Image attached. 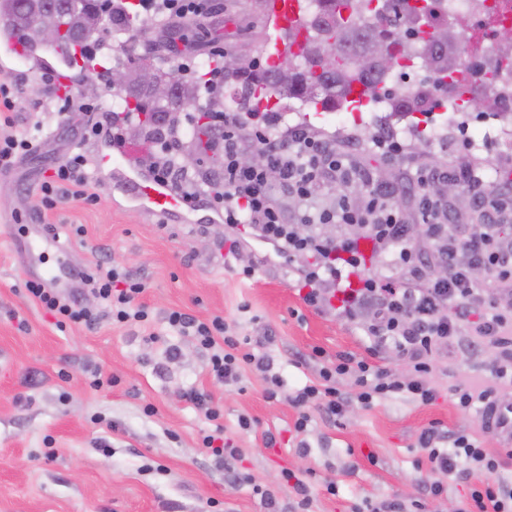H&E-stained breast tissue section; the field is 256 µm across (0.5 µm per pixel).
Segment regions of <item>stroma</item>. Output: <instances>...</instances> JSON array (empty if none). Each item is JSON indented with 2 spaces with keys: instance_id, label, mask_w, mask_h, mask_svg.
<instances>
[{
  "instance_id": "stroma-1",
  "label": "stroma",
  "mask_w": 512,
  "mask_h": 512,
  "mask_svg": "<svg viewBox=\"0 0 512 512\" xmlns=\"http://www.w3.org/2000/svg\"><path fill=\"white\" fill-rule=\"evenodd\" d=\"M266 2L216 0L209 26L186 25L172 45L156 24L131 30L130 36L152 61L174 66L185 50L193 60L209 58L216 43L225 55L262 63L281 37ZM12 79L26 91L13 115L15 127L39 146L13 172L0 175V512H266L264 490L276 498L279 512H295L297 496L282 478L286 469L315 473L311 512H353L366 502L419 495L431 478L420 465L418 446L426 427L477 431L484 448L501 450L496 435L481 433L480 415L462 414L453 402L457 384L492 388L501 400L512 401V387L500 385L491 372L493 354L472 347L466 336L454 353L440 352L424 377L437 392L433 404L389 398L367 409L356 403L336 424L315 411L306 432L296 435L298 410L291 395L337 355L400 374L408 370L405 359L391 343L372 344L361 323L305 305L287 263L271 259L265 247L246 239L239 261L226 260L223 221L167 222L128 203L111 173L97 168L107 146L89 128L106 112L108 99L98 80L75 72V106L65 112L60 100L46 94L51 72L21 65ZM280 109L289 122L335 142L346 165L370 180L398 186L407 172L498 161L504 165L498 187L512 190V156L500 149L506 129L496 113L473 123L472 135L481 141L475 150L460 137L456 112L398 115L365 104L344 108L338 120L330 110L295 100L282 101ZM385 129L409 132L398 157L373 145ZM76 147L95 172L98 204L38 209L41 181ZM17 213L27 226L22 234L13 219ZM50 224L63 236L71 225L84 227L81 239L66 245L71 271L105 261L146 281L139 301L151 312L155 341H146L139 327L116 326L106 318L91 329L58 330L53 317L24 295V281L55 261L51 254L40 263L29 261L25 251L27 241H45ZM244 264L253 268L251 277L241 274ZM172 309L200 319L222 316L239 334L264 342L283 378L278 400H266L262 381L248 370L236 384L215 380L207 353L192 337L168 331L164 316ZM173 347L181 351L174 361L167 355ZM95 366L117 377V384L92 389L85 370ZM191 387L223 407L224 434L238 448V458L218 465L206 455L200 437L211 424L184 398ZM148 404L153 414H145ZM242 415L255 421L253 430L239 428ZM268 431L277 437L275 447L264 443ZM105 442L110 451L102 450ZM302 442L307 452H299ZM236 470L247 482L233 479ZM330 481L338 488L333 496L324 489Z\"/></svg>"
}]
</instances>
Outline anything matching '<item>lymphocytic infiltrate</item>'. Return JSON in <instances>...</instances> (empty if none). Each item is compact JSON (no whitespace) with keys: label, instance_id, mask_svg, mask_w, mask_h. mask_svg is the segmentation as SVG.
<instances>
[{"label":"lymphocytic infiltrate","instance_id":"obj_1","mask_svg":"<svg viewBox=\"0 0 512 512\" xmlns=\"http://www.w3.org/2000/svg\"><path fill=\"white\" fill-rule=\"evenodd\" d=\"M163 12L171 28L186 22L203 24L213 12V0H137L136 15L144 22ZM24 91L11 80L0 81V174H6L36 148L28 134L13 131L12 114ZM127 115L106 113L92 133L127 148L146 177L162 183L188 205L211 203L224 213L229 227L247 225L256 240L271 245L277 257L298 261L302 300L316 309L327 308L348 320L361 321L374 343L392 342L412 365L414 378L401 377L370 366L348 355L322 368L316 382L304 385L291 398L299 410L296 432H305L310 410L340 421L352 402L369 407L375 401L406 396L428 405L436 394L423 379L435 355L459 337L496 346L492 365L496 379L512 384V245L499 239L500 225L512 222V214L497 206L495 187L481 172L464 169L459 175L433 172L413 179V190L425 224H447L436 184L455 179L472 204L487 216L478 238L449 236L446 250L429 254L409 245L404 213L396 201V188L385 186L358 199L340 195L321 202L317 193L351 175L334 143L310 135L300 125L287 126L282 112H210L206 115L205 153L221 161L209 177L179 163L180 151L168 130L147 128L140 139L125 134ZM261 153L262 164L246 166L242 156ZM95 180L82 154L76 153L57 166L38 188V202L52 209L71 200L93 203ZM341 224L345 230L326 235L324 226ZM390 259L402 279L394 284L367 270V253ZM448 268L447 277L434 276L432 265ZM476 268L491 276V287L472 278ZM77 288L64 292L41 279L26 280L29 298L53 315L59 329L71 323L93 324L98 317L113 323L144 322L148 308L139 301L146 285L123 267L99 262L79 270ZM98 302L90 309L84 296ZM166 321L172 329L194 338L209 354V371L217 381L239 382L243 371L257 373L267 399H276L283 379L269 355L254 351L248 338L235 335L223 317L207 320L170 310ZM348 376L353 392L336 386ZM188 399L205 411L215 428L201 438V445L217 461L235 458L237 448L226 441L224 413L207 394L190 390ZM418 444L427 468L438 475L472 479L459 512H512V482L501 476L512 449L496 455L481 448L471 434L445 433L430 427L421 431Z\"/></svg>","mask_w":512,"mask_h":512}]
</instances>
